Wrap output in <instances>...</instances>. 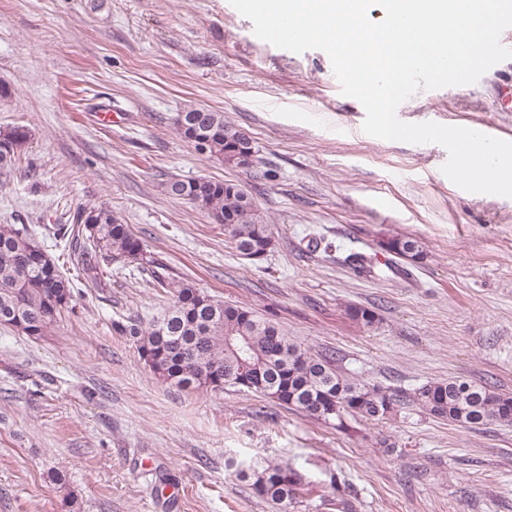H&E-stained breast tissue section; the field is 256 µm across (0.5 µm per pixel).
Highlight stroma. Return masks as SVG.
Wrapping results in <instances>:
<instances>
[{
    "instance_id": "35a3bbf8",
    "label": "stroma",
    "mask_w": 512,
    "mask_h": 512,
    "mask_svg": "<svg viewBox=\"0 0 512 512\" xmlns=\"http://www.w3.org/2000/svg\"><path fill=\"white\" fill-rule=\"evenodd\" d=\"M0 84V126L30 135L0 178V224L55 257V226L104 204L152 260L78 283L73 314L42 340L0 326V512H279L239 475L270 460L322 491L288 512H512V426L406 407L344 430L253 395L183 391L112 328L161 311L160 275L273 320L356 378L410 392L462 377L512 395V198L457 187L441 145L364 133L325 52L258 39L229 0H0ZM510 86L507 59L418 91L397 116L487 123L512 142V112L496 108ZM194 107L252 138V168L196 151L175 125ZM174 176L241 184L271 220L266 259H243L168 196ZM388 234L418 240L424 262L359 272L352 254Z\"/></svg>"
}]
</instances>
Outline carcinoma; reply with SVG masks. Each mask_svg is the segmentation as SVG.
<instances>
[{"label": "carcinoma", "instance_id": "carcinoma-1", "mask_svg": "<svg viewBox=\"0 0 512 512\" xmlns=\"http://www.w3.org/2000/svg\"><path fill=\"white\" fill-rule=\"evenodd\" d=\"M176 124L199 154L237 166L233 136L237 129L224 113L203 109L178 114ZM29 141L21 127H0V174L11 171ZM164 191L199 207L224 228L225 240L240 254L260 262L271 251L273 235L253 198L237 183L207 179L164 183ZM95 222L83 219L85 208L60 224L56 238L63 253L86 282L97 286L102 268L112 261L144 270L151 259L130 226L105 206H96ZM380 251L416 266L426 254L417 241L384 236ZM167 303L149 322H117L113 328L135 339L140 358L150 354L154 375L183 390L214 391L223 387L272 399L278 405L325 422L346 426V419L381 421L404 405L467 429L512 424V396L465 379L430 382L407 393L393 391L337 372L331 354L313 355L283 335L276 324L254 312L199 291L183 281L155 278ZM74 297L71 280L27 230L0 224V326L24 325L26 336L49 335ZM243 477L253 492L276 504L298 502L302 480L286 464L266 463Z\"/></svg>", "mask_w": 512, "mask_h": 512}]
</instances>
